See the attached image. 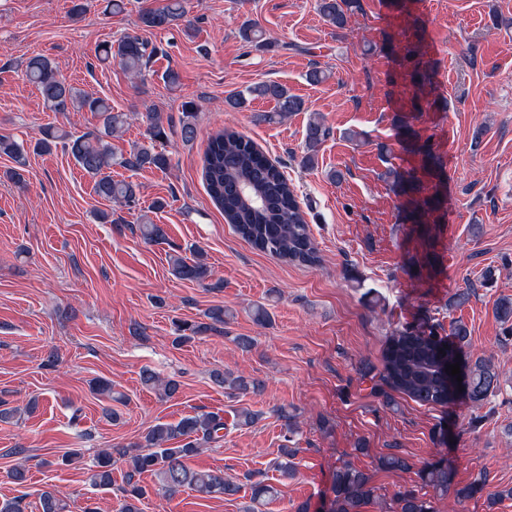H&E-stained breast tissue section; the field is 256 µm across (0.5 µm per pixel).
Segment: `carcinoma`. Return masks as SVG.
I'll return each mask as SVG.
<instances>
[{"instance_id": "obj_1", "label": "carcinoma", "mask_w": 512, "mask_h": 512, "mask_svg": "<svg viewBox=\"0 0 512 512\" xmlns=\"http://www.w3.org/2000/svg\"><path fill=\"white\" fill-rule=\"evenodd\" d=\"M357 4V0H317V11L322 19L332 26L342 29L347 14ZM142 27L146 30L180 29L191 30V22L186 20L184 0H168L161 9L145 10L140 15ZM242 39L258 50L271 51L276 43L264 37L259 23L245 20L240 27ZM101 60H118L127 72L140 76L147 69L152 52L148 43L137 35L123 37L112 49V45H101ZM25 74L36 85L45 103L54 112H66L77 106L94 114L100 128L79 136L48 127L43 137L35 144L34 150L50 152L61 144L71 154L76 164L94 180L95 193L101 198L122 207L137 205V186L125 180L112 178V166L119 165L129 170H164L170 158L156 150L154 143L167 139L169 122L162 113L146 110L142 115L147 127L151 145L134 147L128 156L117 157L112 152L110 138L122 129L128 120L127 113L116 111L108 100L83 94L69 84L61 75L56 64L41 56L29 58ZM250 98L270 99L276 102V110L263 114L264 122H274L294 112L304 110V101L275 81L256 83L237 93L229 104L233 108L246 106ZM197 105L184 104L180 135L184 141L196 138L197 129L193 122ZM329 129L319 119L312 117L305 128L304 144L307 152L302 157V165L314 164L317 148L329 137ZM423 157V170L438 184L427 188L417 170L391 171L389 175L401 194L409 197V220L414 224H435L441 209L443 194L439 183L443 182L441 167L432 154L429 145L416 147ZM0 153L10 156L16 163L11 178L16 184L24 181L27 152L24 145L7 136H0ZM203 177L210 198L224 213V219L247 242L262 252L284 259L293 264L313 266L319 261L318 251L310 234L305 213L296 198L294 190L280 167L273 164L245 136L232 129L217 132L210 140L203 162ZM139 231L148 242L166 239L162 225L149 220L141 221ZM202 252L196 251L193 260L183 257L173 258L176 276L182 280L204 283L210 277V269L201 260ZM494 313L504 325L505 335H512V297L503 296L496 300ZM224 309L217 307L205 313L209 322L177 325L175 343L182 345L195 337L216 329L224 323ZM441 324L421 327L408 326L391 336L383 352L381 382L388 388L408 396L421 406L447 407L454 404L448 390V373L443 367L441 347H448V355L464 354L470 345V330L461 319L449 324L448 335L439 330ZM465 377L464 396L474 405H483L495 394L499 386V372L490 357L463 360ZM214 382L233 392L257 391L261 383L236 376L229 371L213 373ZM142 383L153 390L160 398H170L179 389L177 381L164 379L155 371L145 368L141 372ZM224 421L217 414L196 413L187 415L176 422H158L135 441L118 448H105L99 452L88 468V480L95 487L112 486V465L118 458L129 471L123 488L119 512H141L138 503L146 496V488L134 481L135 475L149 472L156 478V494L171 498L188 488L202 498L231 499L238 495L242 485L224 475L221 469L197 470L187 461L201 452V445L221 438ZM291 448L281 449L276 470L288 478L294 475L295 465ZM424 485L435 493L445 496L453 493L459 501L477 495L486 496L487 504L512 498V487L488 490L490 485L487 472H480L469 484L452 488V473L442 461L425 464L419 471ZM330 512H361L375 496V486L370 473L345 461L333 476ZM277 489L256 480L250 483V500L254 506L247 512H258V506L274 498ZM396 512H432L429 502L415 491L404 490L395 498ZM42 512H68L67 503L57 490H45L40 496Z\"/></svg>"}]
</instances>
